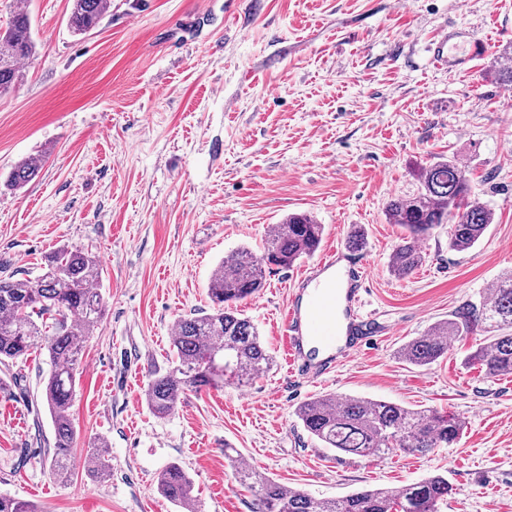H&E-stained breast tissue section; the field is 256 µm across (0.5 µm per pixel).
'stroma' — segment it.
Listing matches in <instances>:
<instances>
[{
	"label": "stroma",
	"mask_w": 512,
	"mask_h": 512,
	"mask_svg": "<svg viewBox=\"0 0 512 512\" xmlns=\"http://www.w3.org/2000/svg\"><path fill=\"white\" fill-rule=\"evenodd\" d=\"M21 5L37 48L0 98V279H37L53 253L82 249L101 259L106 313L77 372L69 484L49 472L45 350L0 363V493L40 512H178L156 483L176 462L198 512H252L224 457L230 446L317 498L440 474L456 489L441 512H512V376L463 363L485 326L429 366L399 356L512 275V85L498 76L512 0H112L80 36L68 26L71 0H0L1 28ZM452 27L488 46L472 73L430 61L428 45ZM448 156L495 222L463 253L437 229L421 244L423 264L396 278L402 230L386 206L417 193L423 170ZM27 158L41 159L37 176L7 189ZM298 212L324 225L325 249L364 229L373 344L303 376L282 327L301 267H267L241 308L270 370L243 388L186 392L172 415L155 417L144 388L172 364L177 320L210 308L209 279L227 253H261L267 226ZM329 393L449 411L464 432L423 455L339 457L295 415ZM95 438L111 452L103 481L85 463Z\"/></svg>",
	"instance_id": "stroma-1"
}]
</instances>
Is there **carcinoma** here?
Listing matches in <instances>:
<instances>
[{
	"label": "carcinoma",
	"instance_id": "1",
	"mask_svg": "<svg viewBox=\"0 0 512 512\" xmlns=\"http://www.w3.org/2000/svg\"><path fill=\"white\" fill-rule=\"evenodd\" d=\"M110 8L111 0H72L69 27L73 33L85 35L99 25ZM35 49L29 14L19 9L0 30V97L13 89L21 63L30 59ZM40 166L41 161L35 158L20 161L9 173L7 186L24 187ZM386 213L403 229L389 263L397 278L410 276L422 265L420 243L437 228L448 225V248L467 252L495 221L494 209L476 194L453 157L430 164L417 193L390 200ZM322 235L323 226L311 216L291 214L268 228L262 257L242 247L218 263L208 285L212 309L177 320L172 343L174 366L154 372L148 381L144 400L152 414H172L189 389L246 386L270 368L272 356L239 305L264 288L265 267L288 268L312 256ZM100 266L98 257L81 249H62L50 257L47 272L37 280L0 279V363L23 358L38 347L49 355L52 370L43 395L55 432L50 469L62 484L72 475L76 430L70 408L76 372L84 343L98 328L105 311L97 288ZM479 323L494 334L469 352L465 362L481 367L490 376L512 375V276L495 282L492 294L480 303L463 305L452 318L411 338L402 348V356L414 366L431 365L448 356L451 341L468 336ZM296 416L323 447L373 461L398 451L424 454L446 448L458 441L464 430V422L455 415L334 394L303 402ZM87 455L96 477H110V450L105 440L90 441ZM235 478L253 492L255 512H439V505L448 502L454 491L447 478L434 475L400 490L374 488L334 499H315L249 467L236 466ZM192 485L175 464L157 478L160 494L182 512H197ZM0 512L37 510L30 502L0 494Z\"/></svg>",
	"mask_w": 512,
	"mask_h": 512
}]
</instances>
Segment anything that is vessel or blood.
I'll use <instances>...</instances> for the list:
<instances>
[{
	"label": "vessel or blood",
	"instance_id": "b4317fda",
	"mask_svg": "<svg viewBox=\"0 0 512 512\" xmlns=\"http://www.w3.org/2000/svg\"><path fill=\"white\" fill-rule=\"evenodd\" d=\"M485 49L481 39L463 28L443 30L430 47L434 64L447 67L449 73L469 72ZM340 250H327L317 261L304 268L299 289L291 299L284 319L287 358L298 369H306L305 342L329 346L335 343L340 319L367 322L363 312L367 264L357 261L342 267Z\"/></svg>",
	"mask_w": 512,
	"mask_h": 512
}]
</instances>
